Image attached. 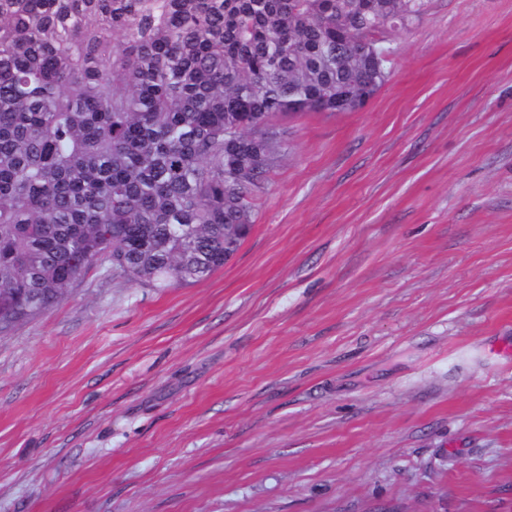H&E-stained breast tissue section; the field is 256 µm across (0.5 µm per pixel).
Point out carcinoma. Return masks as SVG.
<instances>
[{"mask_svg":"<svg viewBox=\"0 0 512 512\" xmlns=\"http://www.w3.org/2000/svg\"><path fill=\"white\" fill-rule=\"evenodd\" d=\"M430 2L0 0V335L92 268H222L281 156L272 118L360 108Z\"/></svg>","mask_w":512,"mask_h":512,"instance_id":"1","label":"carcinoma"}]
</instances>
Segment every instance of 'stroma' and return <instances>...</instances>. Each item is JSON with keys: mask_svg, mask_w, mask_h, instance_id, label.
I'll return each instance as SVG.
<instances>
[{"mask_svg": "<svg viewBox=\"0 0 512 512\" xmlns=\"http://www.w3.org/2000/svg\"><path fill=\"white\" fill-rule=\"evenodd\" d=\"M279 114L239 251L0 335V512H512V0H431Z\"/></svg>", "mask_w": 512, "mask_h": 512, "instance_id": "obj_1", "label": "stroma"}]
</instances>
